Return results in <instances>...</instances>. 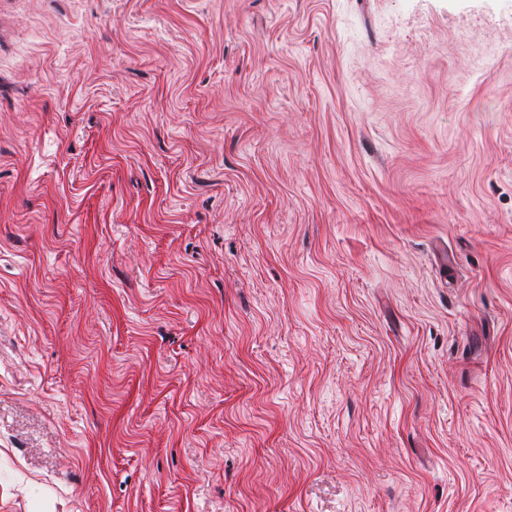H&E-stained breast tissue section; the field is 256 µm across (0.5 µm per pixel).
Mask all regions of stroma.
Segmentation results:
<instances>
[{"label": "stroma", "mask_w": 512, "mask_h": 512, "mask_svg": "<svg viewBox=\"0 0 512 512\" xmlns=\"http://www.w3.org/2000/svg\"><path fill=\"white\" fill-rule=\"evenodd\" d=\"M0 512H512V0H0Z\"/></svg>", "instance_id": "stroma-1"}]
</instances>
